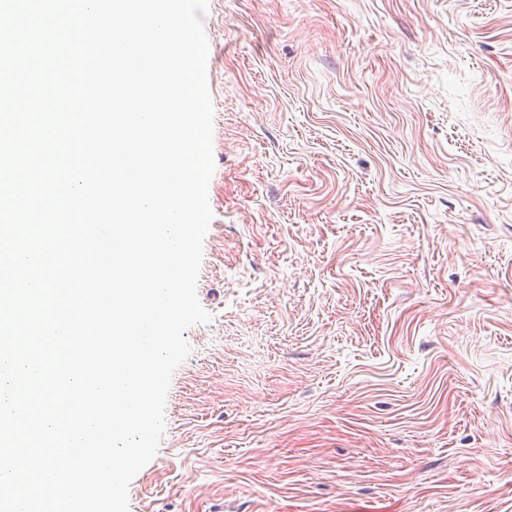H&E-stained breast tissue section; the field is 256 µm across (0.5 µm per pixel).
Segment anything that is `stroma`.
Listing matches in <instances>:
<instances>
[{
	"label": "stroma",
	"mask_w": 512,
	"mask_h": 512,
	"mask_svg": "<svg viewBox=\"0 0 512 512\" xmlns=\"http://www.w3.org/2000/svg\"><path fill=\"white\" fill-rule=\"evenodd\" d=\"M213 213L129 512H512V0H209Z\"/></svg>",
	"instance_id": "1"
}]
</instances>
